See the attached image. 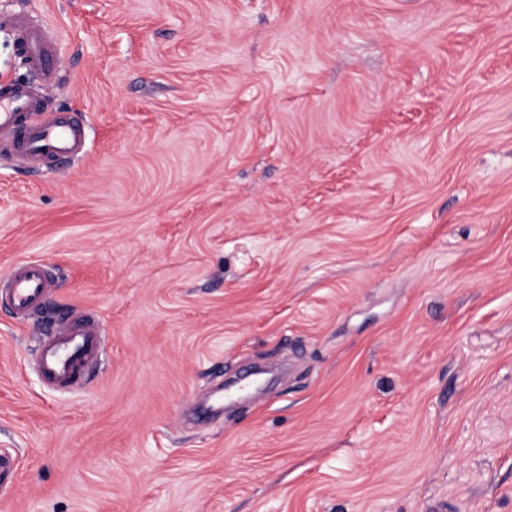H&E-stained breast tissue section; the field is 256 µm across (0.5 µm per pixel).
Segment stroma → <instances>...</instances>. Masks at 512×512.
<instances>
[{"instance_id":"stroma-1","label":"stroma","mask_w":512,"mask_h":512,"mask_svg":"<svg viewBox=\"0 0 512 512\" xmlns=\"http://www.w3.org/2000/svg\"><path fill=\"white\" fill-rule=\"evenodd\" d=\"M23 9L87 128L0 153V512H512V0H0V85ZM51 283L48 267L44 264L33 261L16 263L7 273L6 286L0 292L1 302L16 315H25L45 303ZM101 324L70 322L53 336L39 337L37 371L48 384L68 387L97 361L102 336Z\"/></svg>"}]
</instances>
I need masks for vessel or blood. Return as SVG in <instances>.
Listing matches in <instances>:
<instances>
[{
	"instance_id": "obj_1",
	"label": "vessel or blood",
	"mask_w": 512,
	"mask_h": 512,
	"mask_svg": "<svg viewBox=\"0 0 512 512\" xmlns=\"http://www.w3.org/2000/svg\"><path fill=\"white\" fill-rule=\"evenodd\" d=\"M10 25L21 36L20 47L27 68L43 81H54L58 62L43 27L25 11L14 14ZM41 111V102L28 85L15 84L0 93V135H10L15 156L32 164L45 159L79 157L86 131L76 114L61 111L45 121L40 117ZM50 286L47 266L33 261L18 263L7 273L0 302L15 314L24 315L45 303ZM102 332L101 325L82 321L64 324L54 335L40 337V377L57 387L75 384L83 371L97 361Z\"/></svg>"
}]
</instances>
